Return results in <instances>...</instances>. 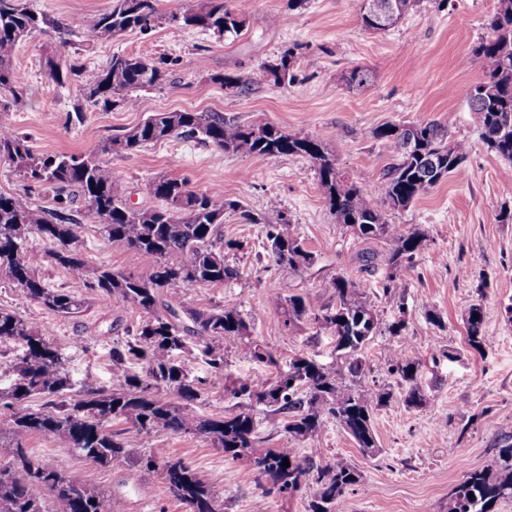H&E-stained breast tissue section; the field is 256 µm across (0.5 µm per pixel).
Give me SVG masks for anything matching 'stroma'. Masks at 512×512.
Instances as JSON below:
<instances>
[{"label": "stroma", "instance_id": "stroma-1", "mask_svg": "<svg viewBox=\"0 0 512 512\" xmlns=\"http://www.w3.org/2000/svg\"><path fill=\"white\" fill-rule=\"evenodd\" d=\"M35 12L59 20L66 34L33 33L13 50L21 77V101L0 112V125L28 137L37 154L87 153L122 134L153 112H219L241 124L269 123L281 130L321 141L336 166L360 185L379 182L392 157L373 136L387 123L436 121L452 141L469 145L466 161L407 210L389 214L393 224L425 231L427 241L406 272L404 295L382 292L386 251L378 240L358 238L330 212L310 159L224 154L192 139L172 137L141 151L107 156L121 175L127 200L152 207L140 185L158 174L186 180L189 190L235 200L254 214L275 220L268 202L277 199L295 234L315 260L284 277L272 266L261 225L226 212L221 227L236 249L225 251L227 264L239 268L238 280L221 286L182 288L181 305H226L242 313L259 312L251 340L273 352L280 365L298 355L332 365L333 338L303 320L285 326L271 294H303L316 304L331 302L329 281L342 274L370 286L381 324L406 321V340L382 333L365 350L370 391L389 389L394 397L373 416L375 451L358 448L336 422L326 421L310 441L295 442L299 456L321 449L325 459L356 469L341 512H445L451 490L466 472L496 471L499 450L512 445V180L503 177L504 160L481 138L477 113L467 92L480 81L479 65L469 60L472 46L489 37L488 18L497 0H420L392 29L366 30L358 0H308L290 10L288 0H253L243 31L218 37L200 28L160 24L149 33L133 30L120 38L93 41L78 20L108 11L112 0H25ZM299 45L293 82L274 84L264 70L288 46ZM144 59L176 58L166 81L130 92L118 102L93 104L80 95L78 81L59 85L46 73L47 57L86 70L102 68L112 54ZM372 70L367 87L349 90L344 77L353 68ZM244 80L226 88L225 76ZM83 120H76V113ZM89 267L109 266L138 273L139 256L108 240L99 226L84 224L75 242ZM483 307V351L466 341V307ZM0 308L47 328L65 356L74 380L92 375L112 387L110 350L127 340L141 320L119 300L91 301L85 312L61 317L49 312L0 274ZM438 315L440 324L430 322ZM415 349L422 362L419 382L423 405L409 407L405 389L389 374L391 350ZM453 349L454 358L443 349ZM191 373L204 380L200 412L207 417L230 410L224 381L194 354L181 356ZM112 429L134 447L164 448L183 458L224 498V512H307L303 492L270 489L249 462L225 457L205 439L163 430L145 435L113 421ZM27 448L45 464L82 483L119 498L123 512H185L168 489L139 465L115 462L101 467L60 447L47 435L32 436Z\"/></svg>", "mask_w": 512, "mask_h": 512}]
</instances>
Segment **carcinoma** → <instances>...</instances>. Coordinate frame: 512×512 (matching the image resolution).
Masks as SVG:
<instances>
[{"instance_id":"1","label":"carcinoma","mask_w":512,"mask_h":512,"mask_svg":"<svg viewBox=\"0 0 512 512\" xmlns=\"http://www.w3.org/2000/svg\"><path fill=\"white\" fill-rule=\"evenodd\" d=\"M376 10L360 11L365 28L386 31L395 26L417 4V0H373ZM250 0H202L198 9L168 22L188 28L209 30L219 37L238 35L244 29ZM153 0H114L112 9L80 21V27L94 41L110 42L130 30L148 32L161 23ZM492 35L471 48L470 60L477 63L483 79L469 89L468 101L479 115L481 136L488 148L508 163L512 173V0H497L488 20ZM60 29L47 16L33 11L22 0H0V89L11 98L0 99L6 110L20 101V80L12 64L14 47L36 31ZM294 45L284 49L276 62L265 66L277 85L292 81L296 62ZM176 60L161 56L145 60L112 54L107 64L85 71L73 65L64 68L55 58L46 59L48 77L63 85L69 76L80 78L87 101L94 104L124 97L135 89L162 83ZM373 72L352 69L345 82L349 89L368 86ZM194 138L212 145L219 153L278 157L301 155L315 167L324 200L336 219L359 238L378 240L387 248L389 273L383 293H402L405 270L426 241L420 229H408L387 221L383 208L408 209L413 202L462 164L469 153L464 141L448 142L440 124H386L375 129L374 137L391 154L393 163L383 180L359 185L336 168V160L318 140L289 134L269 123L242 125L219 112H156L123 136L107 140L98 155L138 151L170 137ZM98 155L58 153L36 155L28 137L0 125V160L23 177V191L0 194V273L32 301L64 317L84 311L90 300H120L143 315L135 334L112 348L113 377L117 386L105 389L93 381L75 388L66 359L47 337L16 313L0 308V343L23 346L16 357L14 383L0 388V441L9 444V456L0 459V512H121L120 501L94 487L74 486L68 476L49 467L25 448L34 434L53 437L62 447L100 466L116 461H134L152 472L185 512H224V500L206 484L189 463L163 448L140 452L130 440L111 430L121 419L139 434L157 430L195 435L233 459H245L280 493L304 490L308 512H340L347 491L360 474L341 463L325 461L319 448L308 456L295 449L262 447L252 410L264 406L287 417L284 431L288 441L314 438L327 420L338 423L365 451L376 447L372 430L374 411L393 398L390 390L370 393L364 389L367 363L364 352L380 329L377 306L366 288L338 274L328 287L333 303L316 305L309 298L278 293L270 303L283 309L285 324L304 318L334 338L336 364L328 367L316 359L296 356L288 370L274 377L230 379L226 356L240 350L271 368L278 366L274 354L256 341H248L250 322L235 306H200L179 315L173 301L176 290L195 286H216L238 279V269L224 261V251L237 247L220 238L224 212H240L248 224H264L268 250L278 273L293 275L313 263L314 257L293 233L278 202L269 210L276 221L263 220L242 209L237 201L217 206L214 196L187 189L183 180L165 175L141 184V192L161 202L158 207L132 208L127 205L125 185L112 167ZM47 187L54 192V206L34 208L29 191ZM81 201L79 218L72 205ZM95 224L114 243L135 252L142 259L136 274L114 271L108 266L91 269L73 247L75 229ZM31 234L50 242L52 248L40 253L26 247ZM52 259L91 292L78 298L49 288L35 276L45 259ZM482 306L472 304L464 314L467 343L483 350ZM195 343L209 369L229 379L224 395L236 400V410L222 416L205 417L197 411L202 401L201 380L191 376L178 353ZM389 371L408 387L404 403L423 402L418 384L421 359L416 351L405 355L397 350L387 355ZM46 400L33 410L25 403L31 397ZM176 400H171V397ZM289 466H283V460ZM512 499V465L491 477L472 471L448 496L447 512H494L501 500Z\"/></svg>"}]
</instances>
